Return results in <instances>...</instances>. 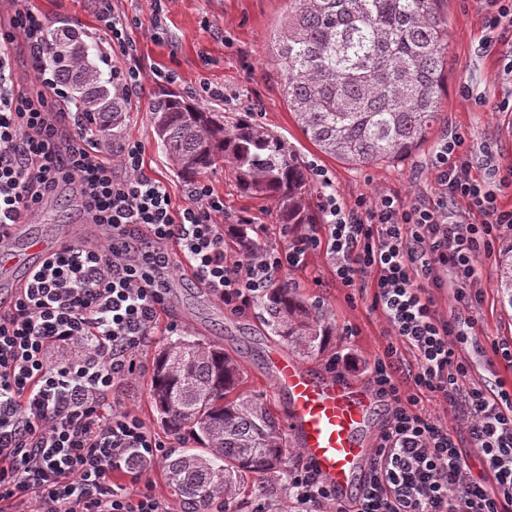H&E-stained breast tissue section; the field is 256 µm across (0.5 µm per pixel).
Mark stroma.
<instances>
[{"instance_id":"obj_1","label":"stroma","mask_w":512,"mask_h":512,"mask_svg":"<svg viewBox=\"0 0 512 512\" xmlns=\"http://www.w3.org/2000/svg\"><path fill=\"white\" fill-rule=\"evenodd\" d=\"M36 7L50 23H73L96 42L101 50L97 65L102 72L112 66L136 67L144 73L143 90L129 98L124 130L100 141L105 157L117 159L128 142L142 146V172L167 184L174 207L186 206L192 185L168 164L153 132L149 101L160 86V74L173 73L174 86L191 100H198L201 84L223 89L220 99L203 101L205 107L234 117L250 113L256 123L285 139L299 159L327 172L346 205L359 197L374 198L385 191H398L408 199L435 198L432 175L426 165L446 130L461 127L473 141L495 137L505 159L512 160V112L491 107L500 92L496 72L498 48L480 54L476 46L483 34L484 12L479 0H443L441 14L448 23V89L442 97L444 122L433 128L428 139L410 157L357 166L321 152L302 132L281 90V75L271 54V40L283 20L288 0H162L161 28H153L151 0H112L116 12L125 14L133 40L130 55L113 51L105 39L98 15L99 0H36ZM473 85L485 94V103L463 96L461 88ZM224 200V213L217 221L233 228L239 220L249 222V234L263 250H286L292 235L282 232L275 204L240 192L224 164L200 176ZM97 227L82 223L77 201L69 191L47 199L35 223L25 225V238L45 242L60 237L82 239L97 234ZM482 275L477 283L483 293L481 306L472 309L475 331L483 344L512 341V307L505 305L496 288L498 254L479 258ZM170 303L161 315L162 330L143 344L139 359L143 372L114 392L115 402L134 411L147 430L162 437L169 446L184 447L182 436L161 426L149 398L152 364L156 350L170 335L193 336L213 342L235 356L245 372L248 391L264 398L277 417H284L285 400L273 394L267 370V352L275 338L268 332L260 307L234 314L183 267L174 265L163 272ZM281 279L324 312L332 336L323 354L309 364L329 374L335 355L352 354L367 365L389 343L386 325L371 306L370 292H348L337 283L326 247L310 251L306 264L285 270Z\"/></svg>"}]
</instances>
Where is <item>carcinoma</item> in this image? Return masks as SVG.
Wrapping results in <instances>:
<instances>
[{"instance_id":"obj_1","label":"carcinoma","mask_w":512,"mask_h":512,"mask_svg":"<svg viewBox=\"0 0 512 512\" xmlns=\"http://www.w3.org/2000/svg\"><path fill=\"white\" fill-rule=\"evenodd\" d=\"M442 0H288L272 50L282 94L303 133L321 152L354 165L404 157L442 120L447 24ZM70 111L94 137L121 133L128 97L92 59L76 28H48ZM164 156L193 181L222 162L247 195L273 200L283 224L311 223L308 169L280 137L249 114L224 113L160 86L150 99ZM497 287L512 306V245L500 252ZM266 327L303 357L332 336L325 316L287 283L261 302ZM238 361L220 346L180 336L154 362L150 399L162 424L196 444L164 464L169 487L204 512L239 495L268 499L287 490L289 448L280 421L244 388Z\"/></svg>"}]
</instances>
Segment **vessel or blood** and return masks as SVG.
Instances as JSON below:
<instances>
[{"label":"vessel or blood","instance_id":"1","mask_svg":"<svg viewBox=\"0 0 512 512\" xmlns=\"http://www.w3.org/2000/svg\"><path fill=\"white\" fill-rule=\"evenodd\" d=\"M267 360L273 388L288 404L292 442L340 501L354 499L370 457L373 394L324 376L275 346Z\"/></svg>","mask_w":512,"mask_h":512}]
</instances>
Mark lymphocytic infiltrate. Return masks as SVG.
I'll list each match as a JSON object with an SVG mask.
<instances>
[{"mask_svg": "<svg viewBox=\"0 0 512 512\" xmlns=\"http://www.w3.org/2000/svg\"><path fill=\"white\" fill-rule=\"evenodd\" d=\"M481 3L477 51L501 46L505 90L495 108L512 112V0ZM10 4V29L0 34V228L32 219L45 198L66 189L102 238L65 244L0 301V512H176L139 483L164 462L163 441L112 400L114 386L135 376L136 353L168 304L159 274L170 263L168 241L180 266L238 314L285 269L327 246L337 280L371 289L395 338L365 370L390 416L360 494L340 502L300 462L288 480L289 512H512V391L470 383L461 351L482 347L475 321L441 312L435 300L448 290L463 307L481 304L471 289L477 258L512 231V208L500 203L512 188V161L503 162L497 142L475 145L461 129L446 132L428 163L439 188L431 201L386 191L349 207L326 172L312 168L323 189V234L295 238L283 252L230 257L216 222L223 198L199 182L190 203L173 208L167 186L142 175L137 142L118 163L104 160L86 126L70 117L46 16L31 0ZM20 43L31 57L24 75L15 71ZM404 347L417 361L409 394L398 375ZM426 397L457 409L468 446L424 409ZM470 448L483 461L477 478L465 462ZM116 472L130 475L131 486L113 484Z\"/></svg>", "mask_w": 512, "mask_h": 512, "instance_id": "lymphocytic-infiltrate-1", "label": "lymphocytic infiltrate"}]
</instances>
